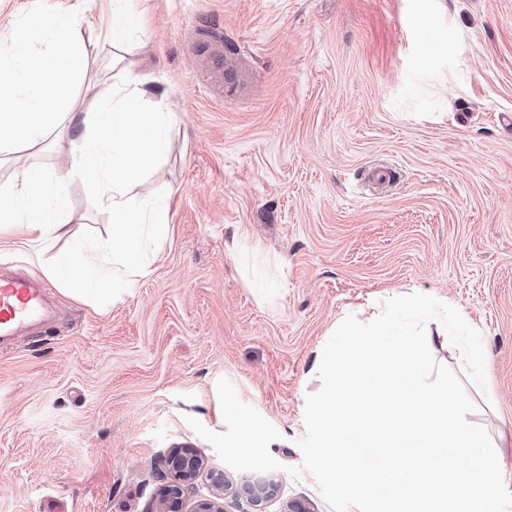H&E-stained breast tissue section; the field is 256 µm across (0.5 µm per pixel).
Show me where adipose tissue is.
Here are the masks:
<instances>
[{"label": "adipose tissue", "mask_w": 512, "mask_h": 512, "mask_svg": "<svg viewBox=\"0 0 512 512\" xmlns=\"http://www.w3.org/2000/svg\"><path fill=\"white\" fill-rule=\"evenodd\" d=\"M36 35L47 42V52L32 53ZM88 44L79 22L55 14L25 22L9 40L0 39V156L16 153L22 144L33 148L47 141L69 163L61 175L32 163L0 179V233L22 235L40 260L67 222L58 184L65 178L91 182L94 206L112 217L111 239L93 255L82 242H73L40 271L72 293L93 299L104 280L113 294L126 293L147 272L146 243L161 239L166 199L141 205L132 186L167 150L169 115L135 74L108 98L97 100L94 111H83L72 99L68 81L80 75L88 91H95L98 78L88 70Z\"/></svg>", "instance_id": "obj_1"}]
</instances>
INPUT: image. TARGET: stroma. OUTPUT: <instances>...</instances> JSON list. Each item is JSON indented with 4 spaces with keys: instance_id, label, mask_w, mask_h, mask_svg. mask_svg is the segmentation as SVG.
Wrapping results in <instances>:
<instances>
[{
    "instance_id": "stroma-1",
    "label": "stroma",
    "mask_w": 512,
    "mask_h": 512,
    "mask_svg": "<svg viewBox=\"0 0 512 512\" xmlns=\"http://www.w3.org/2000/svg\"><path fill=\"white\" fill-rule=\"evenodd\" d=\"M103 85L164 95L168 152L134 193L170 212L129 292L79 301L48 282L58 325L0 351V512H148L172 450L203 460L184 508L226 469L188 425L224 431L216 384L279 432L277 499L331 512L297 445L318 361L347 317L447 299L482 337L465 382L512 465V0H137ZM55 10L103 29L107 0H0V32ZM394 172L372 180L374 168ZM54 252L112 234L86 181L62 184Z\"/></svg>"
}]
</instances>
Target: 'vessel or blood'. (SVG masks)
Here are the masks:
<instances>
[{
  "instance_id": "b4317fda",
  "label": "vessel or blood",
  "mask_w": 512,
  "mask_h": 512,
  "mask_svg": "<svg viewBox=\"0 0 512 512\" xmlns=\"http://www.w3.org/2000/svg\"><path fill=\"white\" fill-rule=\"evenodd\" d=\"M43 308L44 290L36 277L0 275V340L30 330Z\"/></svg>"
}]
</instances>
